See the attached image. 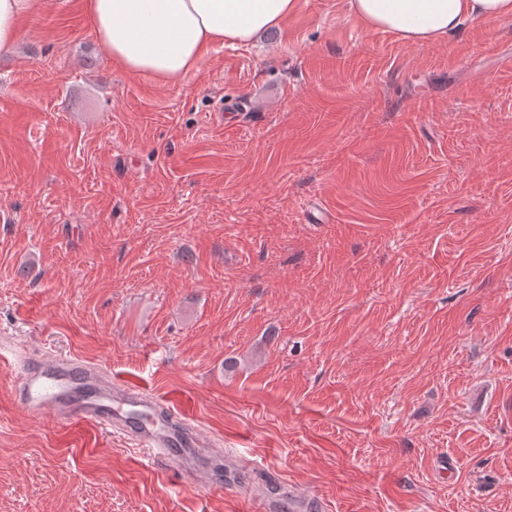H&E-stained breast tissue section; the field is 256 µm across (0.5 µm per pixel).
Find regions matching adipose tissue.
<instances>
[{
	"instance_id": "adipose-tissue-1",
	"label": "adipose tissue",
	"mask_w": 512,
	"mask_h": 512,
	"mask_svg": "<svg viewBox=\"0 0 512 512\" xmlns=\"http://www.w3.org/2000/svg\"><path fill=\"white\" fill-rule=\"evenodd\" d=\"M370 29L409 43L446 40L468 20L512 18V0H345ZM300 0H86L101 50L125 71L167 84L196 70L209 48L248 45L282 27ZM41 0H0V53H11L21 23Z\"/></svg>"
}]
</instances>
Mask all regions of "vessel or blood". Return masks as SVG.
<instances>
[{"instance_id":"vessel-or-blood-1","label":"vessel or blood","mask_w":512,"mask_h":512,"mask_svg":"<svg viewBox=\"0 0 512 512\" xmlns=\"http://www.w3.org/2000/svg\"><path fill=\"white\" fill-rule=\"evenodd\" d=\"M18 407L35 415L52 410L67 425H96L120 432L155 459L176 463L185 479L209 484L217 470L208 465L206 443L188 417L163 397L127 387L100 365L49 355L25 358L15 388Z\"/></svg>"}]
</instances>
